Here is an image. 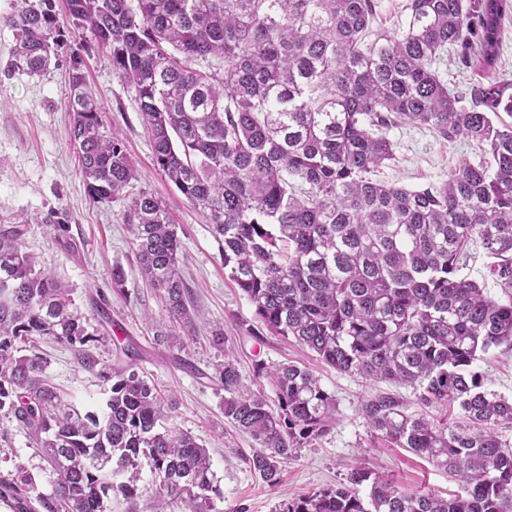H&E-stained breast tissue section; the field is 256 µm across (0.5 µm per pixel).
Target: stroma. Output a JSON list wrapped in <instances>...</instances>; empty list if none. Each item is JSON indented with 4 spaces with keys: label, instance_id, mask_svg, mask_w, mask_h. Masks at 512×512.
I'll return each instance as SVG.
<instances>
[{
    "label": "stroma",
    "instance_id": "1",
    "mask_svg": "<svg viewBox=\"0 0 512 512\" xmlns=\"http://www.w3.org/2000/svg\"><path fill=\"white\" fill-rule=\"evenodd\" d=\"M83 59L87 84L102 111L103 134L122 138L141 173L138 189L160 197L179 226L181 274L202 317L197 335L176 356L159 344L158 332L169 329L171 322L139 272L133 229L123 218L126 204H95L87 195L66 110L68 49H61L58 64L41 75L8 78L0 73V224L29 219L24 250L36 256L42 270L73 288L82 312H89L93 299H106L119 336L132 339L141 350V371L170 396L173 422L207 448L223 493L218 512H279L281 503L336 485L357 465L404 488L442 495L461 492L459 479L405 449L388 446L370 431L361 405L379 391L378 383L336 371L293 338L268 333L257 344L244 336V326L255 321L254 309L229 279L223 245L203 212L155 166L134 89L113 71L107 53L93 47ZM437 69L449 89L459 93L478 83H498L512 97V11L503 19V53L495 71L466 67L458 49ZM388 137L394 159L375 177L409 189L442 186L459 160L475 162L484 154L475 142L450 143L425 128L396 127ZM116 267L125 274L121 294L112 290ZM217 326L234 346L244 381L254 390L274 395L268 380L256 376V361L293 362L309 368L336 400L335 424L313 445L281 463L276 486L251 469L249 460L258 444L225 419L223 391L177 364L182 358L212 371L218 357L209 336ZM39 348L50 360L47 375L65 399L82 410L101 411L108 383L84 368L71 349L45 341ZM477 368L486 390L512 399V353L506 347L491 349ZM16 461L34 473L38 492L51 491L52 477L43 470L37 449L24 430L11 424L6 435H0V474Z\"/></svg>",
    "mask_w": 512,
    "mask_h": 512
}]
</instances>
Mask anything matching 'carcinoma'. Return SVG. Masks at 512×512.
Wrapping results in <instances>:
<instances>
[{
	"mask_svg": "<svg viewBox=\"0 0 512 512\" xmlns=\"http://www.w3.org/2000/svg\"><path fill=\"white\" fill-rule=\"evenodd\" d=\"M509 0H407L406 29H373V0H16L0 23L15 44L5 74L40 75L68 47L70 135L88 196L127 202L143 280L163 300L169 349L195 336L196 309L179 272L176 224L155 196L135 190L139 172L123 140L106 139L87 88L77 37L88 32L136 92L153 159L224 241V267L267 330L291 336L343 374L407 385L424 407H458L464 422L430 420L398 396L364 401L375 435L458 476L442 497L392 485L356 466L344 480L283 504L280 512H512V401L484 389L480 354L512 349V302L458 276L477 242L489 276L512 289V113L499 88L474 85L470 103L433 70L461 46L465 64L497 66ZM428 127L445 141H475L490 163L462 159L440 187L407 189L370 177L392 159L388 132ZM28 220L0 224V415L27 431L52 491L32 496L21 463L0 478L14 512H106L112 496L138 512L142 464L156 478L153 512L180 500L216 512L210 456L170 423L161 391L139 372L141 351L92 353L111 334L89 330L73 289L36 269L22 250ZM49 337L78 352L110 383L102 414L66 402L45 376ZM224 360L210 374L224 417L259 445L250 467L270 486L279 464L324 435L336 400L293 363L255 373L274 404L244 385L224 331ZM370 486L368 498L362 487Z\"/></svg>",
	"mask_w": 512,
	"mask_h": 512,
	"instance_id": "1",
	"label": "carcinoma"
}]
</instances>
